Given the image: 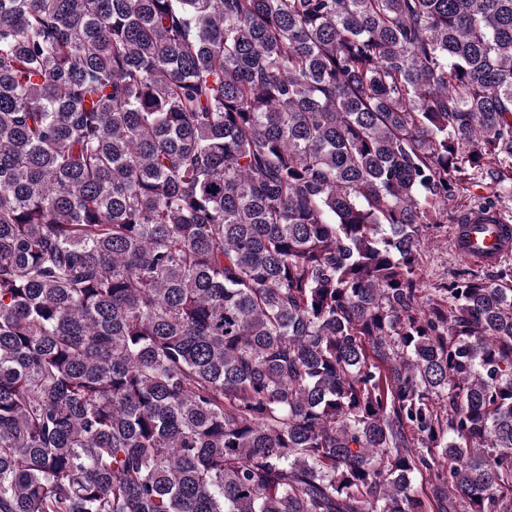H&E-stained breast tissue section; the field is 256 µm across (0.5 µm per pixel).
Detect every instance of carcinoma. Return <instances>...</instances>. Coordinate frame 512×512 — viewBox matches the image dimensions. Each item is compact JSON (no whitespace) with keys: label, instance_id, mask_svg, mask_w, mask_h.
Wrapping results in <instances>:
<instances>
[{"label":"carcinoma","instance_id":"obj_1","mask_svg":"<svg viewBox=\"0 0 512 512\" xmlns=\"http://www.w3.org/2000/svg\"><path fill=\"white\" fill-rule=\"evenodd\" d=\"M475 174L512 0H0V512H512ZM471 177L473 178L469 181L470 184L464 185L465 189L462 190L459 197L452 202L450 206L451 211H463L473 204L474 199L493 195L497 191V187L489 178L485 179V177L481 175ZM458 224H444L441 231L431 232L425 242L427 253L423 268V277L428 284L449 280L453 272L470 263L463 261L451 248Z\"/></svg>","mask_w":512,"mask_h":512}]
</instances>
